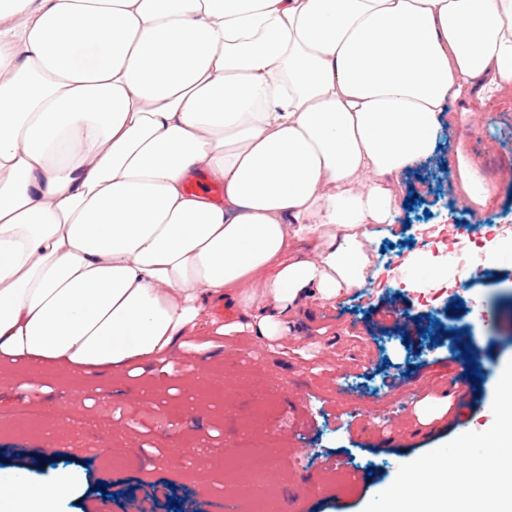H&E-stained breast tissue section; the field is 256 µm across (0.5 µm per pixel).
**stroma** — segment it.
Masks as SVG:
<instances>
[{"label":"stroma","mask_w":512,"mask_h":512,"mask_svg":"<svg viewBox=\"0 0 512 512\" xmlns=\"http://www.w3.org/2000/svg\"><path fill=\"white\" fill-rule=\"evenodd\" d=\"M448 117L456 150L445 166L431 157L403 173L401 198L415 205L400 208L393 226L371 228L364 284L280 341L204 329L118 380L48 371L22 384L16 366L1 365L0 472L77 474L80 492L59 512H125L121 499L104 504V485L137 493L144 512H169L172 496L199 512H268L240 497L233 475L238 455L259 448L279 467L273 499L288 501L303 477L306 512H377L416 461L440 464V447L460 450L464 435L487 420L465 406L469 381L456 355L376 319L397 298L424 316L461 302L462 342L485 371V402L494 401L498 369L512 364V265L487 264L492 288L384 285L391 257L404 251L427 277L437 276L417 242L425 225L473 224L484 233L512 226V94L470 112L449 102ZM474 158L496 192L467 207L456 189L458 162ZM483 308L499 313L495 331L485 332ZM356 402L370 406L372 418L354 419ZM328 461L347 471L350 484L322 479Z\"/></svg>","instance_id":"stroma-1"}]
</instances>
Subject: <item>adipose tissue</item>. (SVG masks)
Segmentation results:
<instances>
[{
  "label": "adipose tissue",
  "mask_w": 512,
  "mask_h": 512,
  "mask_svg": "<svg viewBox=\"0 0 512 512\" xmlns=\"http://www.w3.org/2000/svg\"><path fill=\"white\" fill-rule=\"evenodd\" d=\"M509 93L512 0H0V361L118 374L224 299L287 335L364 282L449 96ZM498 383L480 453L421 461L383 512H512ZM74 492L0 476V512Z\"/></svg>",
  "instance_id": "ef3b65f1"
}]
</instances>
